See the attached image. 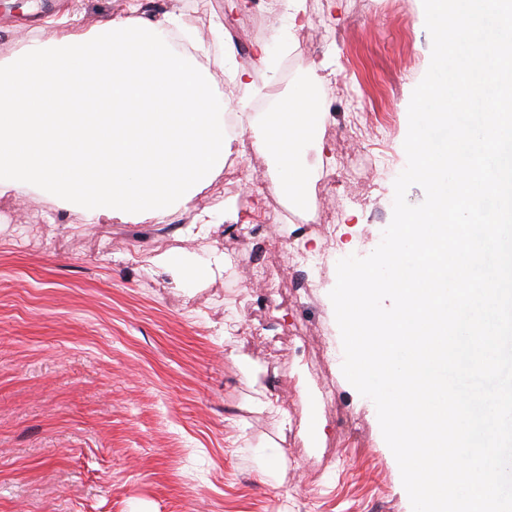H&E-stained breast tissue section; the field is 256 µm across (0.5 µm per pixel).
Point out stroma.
I'll use <instances>...</instances> for the list:
<instances>
[{
    "label": "stroma",
    "instance_id": "35a3bbf8",
    "mask_svg": "<svg viewBox=\"0 0 512 512\" xmlns=\"http://www.w3.org/2000/svg\"><path fill=\"white\" fill-rule=\"evenodd\" d=\"M139 16L177 14L205 41L235 19L248 47L296 49L295 76L239 50L212 70L318 90L322 120L302 162L328 172L332 195L307 182L324 236L265 206L276 160L245 148L246 175L217 173L163 224H90L45 192L0 195V512H412L372 400L342 372L329 294L336 263L364 257L393 214L414 88L431 60L422 0H303L272 35L256 0H139ZM123 0L0 5V59L64 22L89 29ZM326 69L313 71V63ZM357 126L350 143L338 129ZM212 225L191 233L201 213ZM169 252L182 269L147 262ZM326 253L293 286L294 254ZM224 270L193 277L216 255Z\"/></svg>",
    "mask_w": 512,
    "mask_h": 512
}]
</instances>
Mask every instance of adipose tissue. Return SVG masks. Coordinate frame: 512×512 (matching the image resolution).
I'll return each instance as SVG.
<instances>
[{"label":"adipose tissue","instance_id":"obj_1","mask_svg":"<svg viewBox=\"0 0 512 512\" xmlns=\"http://www.w3.org/2000/svg\"><path fill=\"white\" fill-rule=\"evenodd\" d=\"M122 16L70 27L0 63V194L31 188L83 211L89 223L162 224L237 153L227 110L249 122L254 147L272 152L277 189L296 194L299 160L319 119L301 93L269 111L218 96L210 46L177 16Z\"/></svg>","mask_w":512,"mask_h":512}]
</instances>
